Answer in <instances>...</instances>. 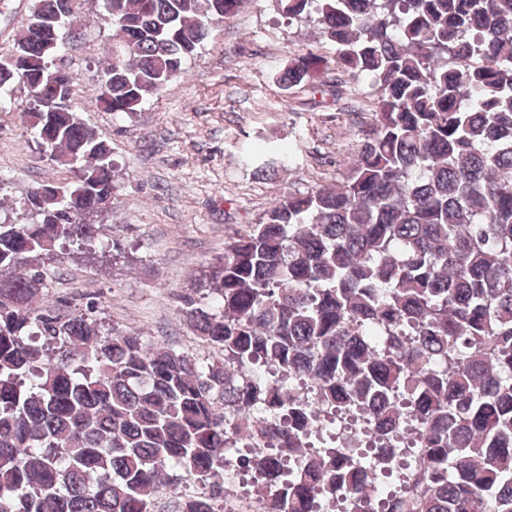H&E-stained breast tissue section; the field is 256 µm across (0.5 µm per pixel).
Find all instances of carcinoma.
I'll list each match as a JSON object with an SVG mask.
<instances>
[{"mask_svg":"<svg viewBox=\"0 0 512 512\" xmlns=\"http://www.w3.org/2000/svg\"><path fill=\"white\" fill-rule=\"evenodd\" d=\"M278 2L335 48L280 83L366 75L373 131L344 184L235 233L210 309L182 297L212 362L34 305L45 261L99 239L117 163L56 65L82 0H34L0 51V108L22 86L70 174L0 221V512H152L172 469L206 488L178 512H216L237 470L260 512H512V0ZM243 4L112 0L97 105L138 112ZM335 416L371 431L367 455L314 448Z\"/></svg>","mask_w":512,"mask_h":512,"instance_id":"obj_1","label":"carcinoma"}]
</instances>
